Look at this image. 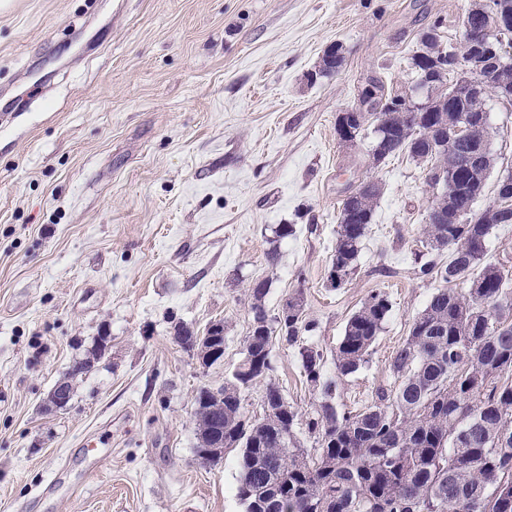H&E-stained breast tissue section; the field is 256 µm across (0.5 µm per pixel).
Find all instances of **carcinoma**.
<instances>
[{
    "label": "carcinoma",
    "mask_w": 512,
    "mask_h": 512,
    "mask_svg": "<svg viewBox=\"0 0 512 512\" xmlns=\"http://www.w3.org/2000/svg\"><path fill=\"white\" fill-rule=\"evenodd\" d=\"M426 56L452 67L458 82L478 84L485 72L468 59L465 45L444 48L439 40L426 43ZM492 93L512 98V59H504ZM391 92L371 82L360 105L382 122L373 129L368 154L377 165L390 156L406 155L431 164L433 172L448 167V159L464 160L471 151L466 140L419 138L414 127L392 114ZM485 100L473 94L438 95L435 123L454 126L464 115L478 120ZM482 165L472 173L462 165L441 183L432 204L439 216H427L423 227L426 251L414 254L412 270L422 281H438L426 307L413 320L408 336L390 356L389 371L398 384L377 389L371 403L348 411L335 402L338 379L369 362L372 347L391 310L386 293L376 291L348 319L336 347V379L323 378L324 355L308 346L298 354L306 383L320 396L305 421L314 438V453L297 446L298 413L285 411L248 417L243 395L266 381L265 393L279 391L271 381L274 336L289 346L312 330L304 313L303 291L288 299V320L268 318L265 297L269 281L248 288L252 320L244 337L245 356L234 373L224 377V404L195 396L194 417L200 442L195 452L224 440V448L239 450L240 477L236 495L245 512H512V504L497 495L512 491V319L486 323L475 315L483 301L512 312V268L490 260L488 241L506 223L502 213L484 208L480 224H456L460 211L475 212L492 168L490 136L482 137ZM380 187L365 189L358 201L359 218H349L342 206L331 267L340 273L341 287L357 267ZM448 251V260L441 258ZM467 285L464 292L457 291ZM468 360L481 377L456 373ZM287 436V445L280 437Z\"/></svg>",
    "instance_id": "obj_1"
}]
</instances>
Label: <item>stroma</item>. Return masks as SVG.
<instances>
[{
	"instance_id": "obj_1",
	"label": "stroma",
	"mask_w": 512,
	"mask_h": 512,
	"mask_svg": "<svg viewBox=\"0 0 512 512\" xmlns=\"http://www.w3.org/2000/svg\"><path fill=\"white\" fill-rule=\"evenodd\" d=\"M473 0H0V512H245L238 451L196 456L194 396L244 358L249 285L269 315L296 292L326 377L350 316L391 311L338 401L369 404L434 286L412 274L432 190L407 156L371 166V127L336 116L372 79L411 88L435 18L457 44ZM340 44L343 67L322 74ZM493 167L512 173V104L488 97ZM381 188L357 269L327 282L346 192ZM293 225L279 240L278 225ZM277 248L279 262L267 253ZM224 324V360L175 337ZM108 351L69 377L98 336ZM272 379L300 418L318 400L296 348ZM70 380L71 400L51 394Z\"/></svg>"
}]
</instances>
